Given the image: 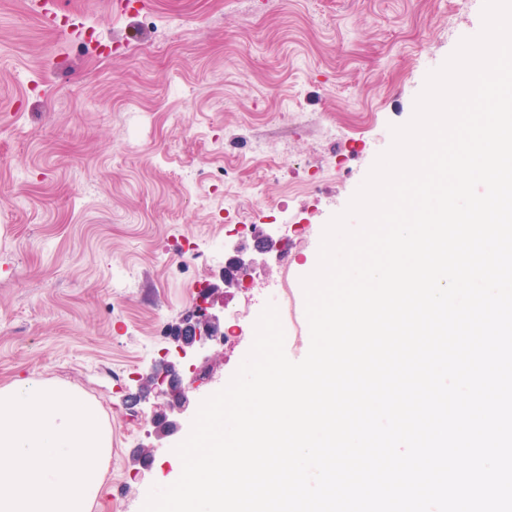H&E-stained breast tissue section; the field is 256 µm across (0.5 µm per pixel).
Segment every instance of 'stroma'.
<instances>
[{
  "instance_id": "stroma-1",
  "label": "stroma",
  "mask_w": 512,
  "mask_h": 512,
  "mask_svg": "<svg viewBox=\"0 0 512 512\" xmlns=\"http://www.w3.org/2000/svg\"><path fill=\"white\" fill-rule=\"evenodd\" d=\"M113 2L59 0L69 23L50 29L28 0H0V388L35 375L98 402L112 458L94 512H141L182 471L170 448L139 463L164 409L143 385L232 246L255 241L216 223L225 198L260 231L287 201L293 274H311L428 73L481 31L484 0H151L150 24ZM254 333L219 347L193 404Z\"/></svg>"
}]
</instances>
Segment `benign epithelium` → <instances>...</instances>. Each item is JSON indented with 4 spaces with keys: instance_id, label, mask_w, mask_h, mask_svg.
<instances>
[{
    "instance_id": "7a95c632",
    "label": "benign epithelium",
    "mask_w": 512,
    "mask_h": 512,
    "mask_svg": "<svg viewBox=\"0 0 512 512\" xmlns=\"http://www.w3.org/2000/svg\"><path fill=\"white\" fill-rule=\"evenodd\" d=\"M236 252L237 257L224 268L222 279H229L232 285L239 286L244 272L252 266L254 260L244 257L245 248L241 245L236 246ZM215 306V289H204L192 318L172 329L174 348L165 352L164 368L150 377L149 386L164 400L166 406V411L155 419L159 437L163 439L168 440L176 435L191 415L187 388L179 368H188L193 373L194 382L214 381L209 352L224 344L221 318Z\"/></svg>"
}]
</instances>
